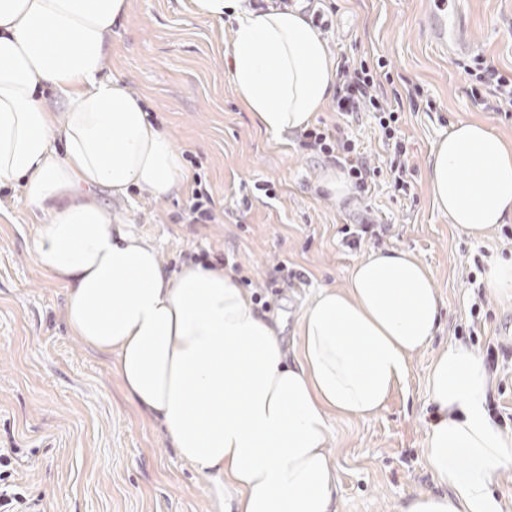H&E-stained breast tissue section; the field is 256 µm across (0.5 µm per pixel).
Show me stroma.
<instances>
[{"label": "stroma", "mask_w": 512, "mask_h": 512, "mask_svg": "<svg viewBox=\"0 0 512 512\" xmlns=\"http://www.w3.org/2000/svg\"><path fill=\"white\" fill-rule=\"evenodd\" d=\"M474 51L512 71V0H465ZM308 10L332 14L322 34L330 58L384 56L388 74L377 89L401 110L414 197L393 196L377 180L371 198L340 200L318 182L331 160L300 147L295 136L260 130L230 77L231 28L192 14L188 0H131L112 34L107 70L122 78L194 162L181 191L154 199L130 191L101 203L125 218L158 249L167 269L191 255L240 265L259 286L257 307L277 319L288 349L297 321L320 289L343 286L371 249L411 251L433 274L442 297L441 321L430 345L408 360L405 377L385 405L367 418L332 417L327 456L339 476L336 512H400L422 492L448 493L424 458L434 409L427 376L434 357L475 327L502 339L512 327V296L488 289V315L473 321L472 280L482 279L473 257L512 258L500 229L457 232L435 206L428 168L435 143L460 121L478 120L512 139V118L482 111L465 92L459 58L438 53L423 32L424 0H309ZM214 201L215 220L185 219L194 176ZM273 182L275 198L259 191ZM252 199L239 211L241 196ZM389 230L359 249L341 244V228L363 213ZM42 217L25 199L24 184L0 187V448L13 449L16 479L40 512H219L213 483L177 457L160 422L126 399L110 356L68 336L65 290L36 264V226ZM305 274L298 288H270L277 262Z\"/></svg>", "instance_id": "35a3bbf8"}]
</instances>
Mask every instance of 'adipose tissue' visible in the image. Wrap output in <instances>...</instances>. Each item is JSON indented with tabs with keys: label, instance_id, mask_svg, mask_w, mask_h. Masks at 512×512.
Segmentation results:
<instances>
[{
	"label": "adipose tissue",
	"instance_id": "obj_1",
	"mask_svg": "<svg viewBox=\"0 0 512 512\" xmlns=\"http://www.w3.org/2000/svg\"><path fill=\"white\" fill-rule=\"evenodd\" d=\"M233 26L232 82L257 126L283 137L332 98L325 41L300 9L189 0ZM129 0H0V184L25 179L40 212L37 265L66 292L70 336L115 355L128 397L164 427L180 460L212 480L235 512H335L330 417L380 410L440 323L432 273L404 249L371 251L344 287L321 288L288 352L233 270L167 272L156 247L97 197L180 191L185 160L139 97L107 74ZM428 186L470 233L512 222V141L461 121L432 150ZM490 375L464 343L430 365V470L451 487L403 512H501L492 491L512 466V438L491 421Z\"/></svg>",
	"mask_w": 512,
	"mask_h": 512
}]
</instances>
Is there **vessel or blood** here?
<instances>
[{
    "mask_svg": "<svg viewBox=\"0 0 512 512\" xmlns=\"http://www.w3.org/2000/svg\"><path fill=\"white\" fill-rule=\"evenodd\" d=\"M424 29L432 44L445 53L459 55L469 52L474 46L463 0H430L424 15Z\"/></svg>",
    "mask_w": 512,
    "mask_h": 512,
    "instance_id": "1",
    "label": "vessel or blood"
}]
</instances>
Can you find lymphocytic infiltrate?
<instances>
[{
	"mask_svg": "<svg viewBox=\"0 0 512 512\" xmlns=\"http://www.w3.org/2000/svg\"><path fill=\"white\" fill-rule=\"evenodd\" d=\"M384 57L354 59L341 57L337 64L334 109L337 114L357 117L370 113L383 145L390 152L388 166H371L361 143L345 136L338 126L317 121L298 138L303 148L336 161L354 184L358 193L366 194L376 177L386 176L395 194L411 195L414 185L409 179V148L400 126V112L376 92L375 77L385 68ZM467 76L468 94L481 109L492 112L512 111V75L486 65L483 58L463 64ZM14 459L0 452V512H29L30 500L24 487L14 478Z\"/></svg>",
	"mask_w": 512,
	"mask_h": 512,
	"instance_id": "f902f5d3",
	"label": "lymphocytic infiltrate"
}]
</instances>
